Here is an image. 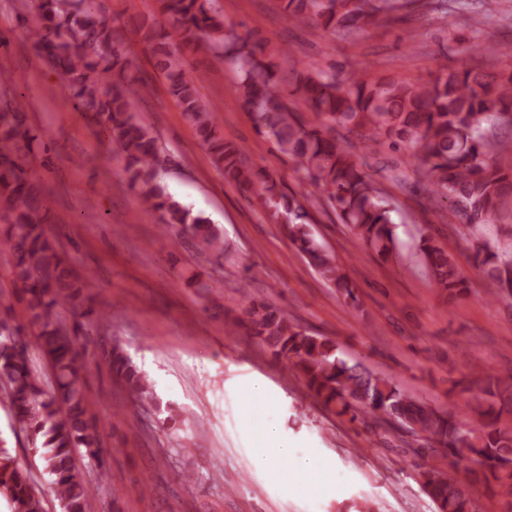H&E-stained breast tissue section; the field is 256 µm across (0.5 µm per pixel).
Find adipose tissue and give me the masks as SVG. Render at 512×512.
Segmentation results:
<instances>
[{
	"instance_id": "adipose-tissue-1",
	"label": "adipose tissue",
	"mask_w": 512,
	"mask_h": 512,
	"mask_svg": "<svg viewBox=\"0 0 512 512\" xmlns=\"http://www.w3.org/2000/svg\"><path fill=\"white\" fill-rule=\"evenodd\" d=\"M239 417L241 442L272 489L289 490L313 501L335 494V461L292 440L282 421L280 397L268 384L247 385Z\"/></svg>"
}]
</instances>
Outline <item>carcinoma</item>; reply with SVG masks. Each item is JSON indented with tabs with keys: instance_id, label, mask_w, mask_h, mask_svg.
Returning <instances> with one entry per match:
<instances>
[{
	"instance_id": "obj_1",
	"label": "carcinoma",
	"mask_w": 512,
	"mask_h": 512,
	"mask_svg": "<svg viewBox=\"0 0 512 512\" xmlns=\"http://www.w3.org/2000/svg\"><path fill=\"white\" fill-rule=\"evenodd\" d=\"M166 26L144 34L127 30L106 15L98 0H39L35 14L25 18L40 57L58 71L77 108L92 114L107 129L123 156L130 184L151 209L162 212L165 226L182 224L204 248L224 251L218 225L191 212L166 193L159 172L169 157L150 129L134 113L142 79L129 74L125 44L137 37L151 45L154 67L166 80L186 121L206 146L212 164L224 179L255 191L271 217L282 224L298 253L344 298L359 306L355 288L334 255L320 245L309 228L307 194L279 189L270 176L248 163L244 146L228 142L216 130L214 115L202 99L204 74L192 68L184 51L200 44L230 61L236 88L252 114L258 132L277 152L292 159L317 187L341 223L356 239L386 261L395 252L392 209L365 169V163L327 134L341 127L367 141L379 139L422 161L423 188L449 200L447 211L461 215L467 226L493 224L512 198V168L504 170L484 152V128L512 129V75L491 77L462 67L446 77L408 82L369 79L351 71L339 78L299 60L288 77L292 93L319 122L288 103L277 90L282 81L279 59L289 49L252 32H238L224 23L219 0H158ZM288 22L317 24L330 31H364L378 16L401 7L398 0H282ZM23 103L0 109V218L7 221L6 242L12 252L11 282L20 292L23 318L11 309L0 313V393L8 401L14 426L38 448L45 474L52 478L61 512H95L75 453L106 475L105 449L97 421L89 412L87 392L78 385L80 337L90 335V317L105 314L79 311L89 276L76 272L47 233L49 223L43 191L31 183L22 163V144L33 140ZM421 251L435 288L455 300L469 293L468 280L451 253L432 238ZM491 300L512 299V250L488 241L474 245ZM73 309V322L58 315ZM233 324L260 340L300 375L314 398L351 420L403 427L429 444L428 451L453 457L469 455L482 466L485 482L512 497V430L501 424L512 414V371L490 372L482 392L491 398L476 411L478 419L457 418L415 400L394 378L349 363L337 355L326 336L288 321L268 302L253 301L233 311ZM49 363L54 386L42 389L30 367L28 336ZM111 372L122 378L138 401L150 398L152 384L121 349H102ZM426 493L437 512H473V501L453 467L423 472ZM0 498L11 512H45L30 474L18 467L6 440L0 438Z\"/></svg>"
}]
</instances>
